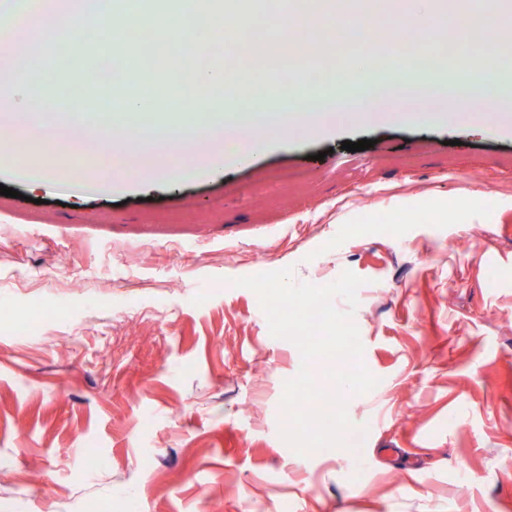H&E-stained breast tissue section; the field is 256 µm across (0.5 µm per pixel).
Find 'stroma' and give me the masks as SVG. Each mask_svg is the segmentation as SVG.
<instances>
[{
    "instance_id": "stroma-1",
    "label": "stroma",
    "mask_w": 512,
    "mask_h": 512,
    "mask_svg": "<svg viewBox=\"0 0 512 512\" xmlns=\"http://www.w3.org/2000/svg\"><path fill=\"white\" fill-rule=\"evenodd\" d=\"M437 0L425 38L410 0H347L423 43L455 79L468 59L512 68V0L499 36L465 43ZM241 68L300 71L372 57L298 29ZM22 31L65 83V51ZM369 149L342 150L343 141ZM88 183L13 180L0 195V512H512V132L477 120L332 124L174 185L109 194L102 142ZM292 268L296 283L363 278L354 322L377 386L349 396L350 448L296 454L281 438L301 368L234 278ZM382 414V425L366 422Z\"/></svg>"
}]
</instances>
